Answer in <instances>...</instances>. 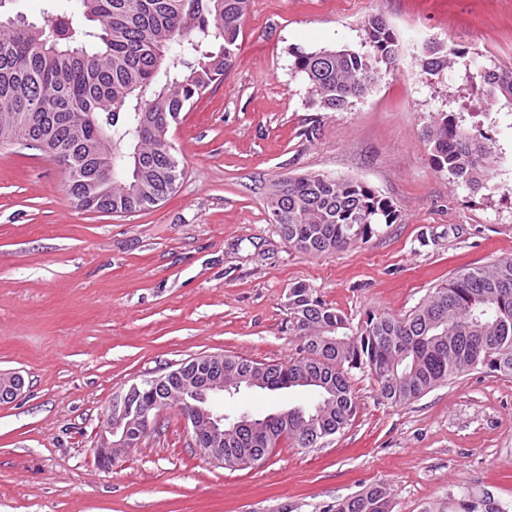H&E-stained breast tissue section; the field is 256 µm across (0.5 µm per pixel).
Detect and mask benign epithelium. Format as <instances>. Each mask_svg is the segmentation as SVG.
<instances>
[{
	"label": "benign epithelium",
	"instance_id": "7a95c632",
	"mask_svg": "<svg viewBox=\"0 0 512 512\" xmlns=\"http://www.w3.org/2000/svg\"><path fill=\"white\" fill-rule=\"evenodd\" d=\"M167 375L144 381L141 385H132L130 390L116 396L113 406L109 408L103 420L96 444L93 448L94 460L98 465L111 468L116 456V448H134L136 444L130 442L128 428L135 424L146 427L150 417L170 405V401L158 398L150 405L137 404L132 400V392L138 387L157 391L165 383ZM25 380L18 372H0V404L13 402L23 391ZM224 398V380L216 377L210 371L195 373L194 385L190 390L187 403L191 405L192 412L186 415L191 424L194 436L206 431L213 438L224 437V412L220 410V400Z\"/></svg>",
	"mask_w": 512,
	"mask_h": 512
}]
</instances>
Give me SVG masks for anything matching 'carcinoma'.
Here are the masks:
<instances>
[{"label": "carcinoma", "instance_id": "carcinoma-1", "mask_svg": "<svg viewBox=\"0 0 512 512\" xmlns=\"http://www.w3.org/2000/svg\"><path fill=\"white\" fill-rule=\"evenodd\" d=\"M249 0H54L37 26L22 14L0 19V140L34 143L61 154L70 194L85 209L131 213L153 207L176 189L179 161L164 141L181 112L224 83L231 71ZM80 13L91 25L70 32ZM369 51L348 47L294 52L293 69L307 85L314 112H345L369 94L382 71L395 68L400 42L381 17L364 25ZM427 48L421 67L436 76L448 56ZM483 114L501 102L512 107V70L464 65ZM475 110L438 113L425 136L431 162L478 194L492 177L496 151L476 123ZM279 227L288 243L330 255L365 242L399 218L393 204L366 185L307 174L273 185ZM293 328L305 355L285 363L224 356V387L284 391L305 388L314 401L254 417L251 428L224 419V446L215 452L231 467L266 458L285 438L312 448L340 432L356 414L348 371L369 368L382 399L406 403L475 370L512 377V256L455 273L412 312H372L353 328L344 312L298 283L288 292ZM199 368L190 360L166 380L180 394ZM381 485L336 504V512H391Z\"/></svg>", "mask_w": 512, "mask_h": 512}]
</instances>
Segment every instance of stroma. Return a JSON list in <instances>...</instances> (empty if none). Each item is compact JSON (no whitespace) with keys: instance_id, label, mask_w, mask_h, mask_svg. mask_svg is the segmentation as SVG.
<instances>
[{"instance_id":"35a3bbf8","label":"stroma","mask_w":512,"mask_h":512,"mask_svg":"<svg viewBox=\"0 0 512 512\" xmlns=\"http://www.w3.org/2000/svg\"><path fill=\"white\" fill-rule=\"evenodd\" d=\"M375 15L400 38L397 68L351 111L310 112L292 51L364 50ZM429 42L512 69V0H250L232 71L169 132L183 168L176 192L137 212L82 209L54 156L0 144V370L26 381L0 404V512H334L376 484L392 512L512 502V378L477 371L394 405L368 369L351 370L356 415L344 429L317 448L280 440L249 468L204 456L174 408L111 469L93 456L131 384L207 354L301 356L294 284L356 324L371 310L409 313L462 267L512 255V109L483 119L499 156L486 190L435 170L423 132L466 91L460 70L423 74ZM304 174L362 182L399 218L332 255L298 252L271 222L267 194ZM307 400L244 389L224 412Z\"/></svg>"}]
</instances>
